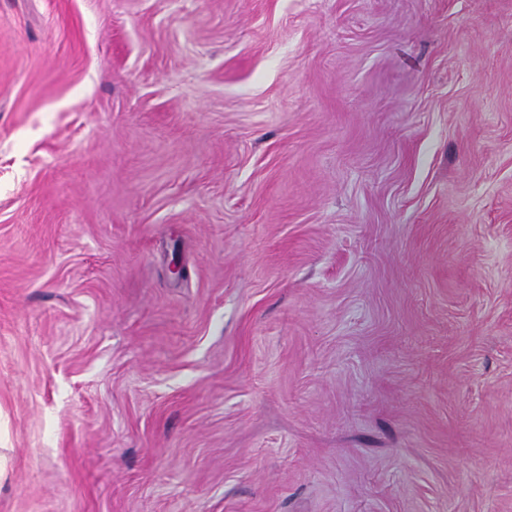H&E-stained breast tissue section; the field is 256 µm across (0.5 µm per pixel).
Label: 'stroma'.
I'll return each mask as SVG.
<instances>
[{
	"mask_svg": "<svg viewBox=\"0 0 512 512\" xmlns=\"http://www.w3.org/2000/svg\"><path fill=\"white\" fill-rule=\"evenodd\" d=\"M0 512H512V0H0Z\"/></svg>",
	"mask_w": 512,
	"mask_h": 512,
	"instance_id": "obj_1",
	"label": "stroma"
}]
</instances>
